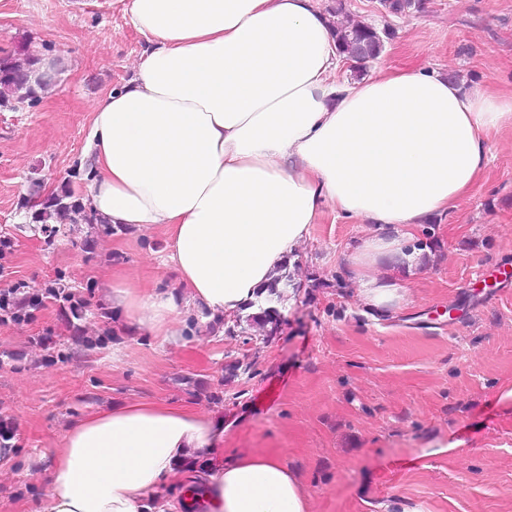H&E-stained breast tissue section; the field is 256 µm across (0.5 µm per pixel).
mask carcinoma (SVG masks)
Listing matches in <instances>:
<instances>
[{"label": "carcinoma", "mask_w": 512, "mask_h": 512, "mask_svg": "<svg viewBox=\"0 0 512 512\" xmlns=\"http://www.w3.org/2000/svg\"><path fill=\"white\" fill-rule=\"evenodd\" d=\"M380 5L386 12L394 15H405L411 11L418 12L424 8L423 0H380ZM338 51L346 59L353 62L352 68L362 69L366 63L377 59L385 46V38L390 36L389 31H379L376 28L357 22L353 24H334ZM40 58L27 53L17 58H0V105L14 100L24 101L33 99L38 91L44 90L52 84L45 81L33 87L27 76L38 66ZM67 218L71 226L79 224H95L99 218L94 212L87 209L79 200L72 199V195L64 192L47 199L37 219L42 223L41 231L47 236L59 232L57 226L49 224L51 220ZM288 262H283L270 276L269 280L260 288L258 301L254 304L255 310L245 316L246 326H241V320L226 327L225 333L229 336L251 335V330L259 331L262 339L276 335L284 321L281 304L288 289L295 287L293 279L287 273ZM49 296L62 303H67L76 319L83 318V302L76 298L66 286L58 283L48 289ZM253 363L242 358H236L225 366L229 378L252 374Z\"/></svg>", "instance_id": "obj_1"}]
</instances>
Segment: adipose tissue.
Listing matches in <instances>:
<instances>
[{
  "mask_svg": "<svg viewBox=\"0 0 512 512\" xmlns=\"http://www.w3.org/2000/svg\"><path fill=\"white\" fill-rule=\"evenodd\" d=\"M121 3L148 48L92 108L87 202L108 224L165 227L179 287L121 285L113 307L165 342L193 311L232 317L327 208L371 227L348 257L359 303L401 306L417 230L475 187L512 91L435 69L340 78L319 0ZM223 443L222 422L180 405L97 410L64 433L42 512H309L281 454L214 461Z\"/></svg>",
  "mask_w": 512,
  "mask_h": 512,
  "instance_id": "adipose-tissue-1",
  "label": "adipose tissue"
}]
</instances>
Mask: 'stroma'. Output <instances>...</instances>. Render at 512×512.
Segmentation results:
<instances>
[{
	"label": "stroma",
	"mask_w": 512,
	"mask_h": 512,
	"mask_svg": "<svg viewBox=\"0 0 512 512\" xmlns=\"http://www.w3.org/2000/svg\"><path fill=\"white\" fill-rule=\"evenodd\" d=\"M343 2L391 37L364 74L437 68L464 88L512 89V0H425L395 16L378 0ZM56 72L36 99L0 107V290L41 305L0 322V512H41L51 458L69 425L113 403H185L223 420L225 452L281 451L309 512H512V131L491 136L476 186L420 231L430 254L406 303L385 315L358 305L347 256L367 227L325 213L290 257L298 289L286 322L244 341L198 321L160 342L126 324L116 283L173 288L164 227L104 233L97 224L47 237L32 199L84 196L91 109L129 80L147 43L118 0H0V58L23 46ZM86 301L83 333L44 292L56 278ZM496 293L483 305L487 293ZM247 357L251 378L224 366ZM457 442L447 451L448 442Z\"/></svg>",
	"instance_id": "obj_1"
}]
</instances>
